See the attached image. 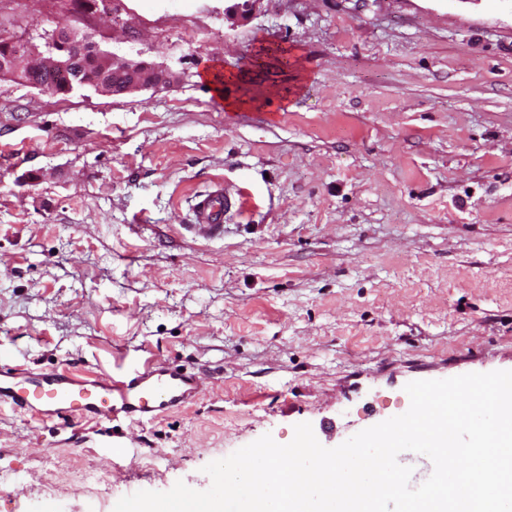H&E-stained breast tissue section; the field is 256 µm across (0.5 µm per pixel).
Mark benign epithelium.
Masks as SVG:
<instances>
[{"mask_svg":"<svg viewBox=\"0 0 512 512\" xmlns=\"http://www.w3.org/2000/svg\"><path fill=\"white\" fill-rule=\"evenodd\" d=\"M139 38L125 23L112 26V40L128 43ZM13 79L52 95H68L91 88L97 93L122 96L178 84L183 73L146 58V52L104 49L91 32L66 26L45 42V50L26 43L8 42L0 52V80Z\"/></svg>","mask_w":512,"mask_h":512,"instance_id":"benign-epithelium-1","label":"benign epithelium"}]
</instances>
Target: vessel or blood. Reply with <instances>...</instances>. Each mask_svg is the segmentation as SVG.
Here are the masks:
<instances>
[{"label": "vessel or blood", "mask_w": 512, "mask_h": 512, "mask_svg": "<svg viewBox=\"0 0 512 512\" xmlns=\"http://www.w3.org/2000/svg\"><path fill=\"white\" fill-rule=\"evenodd\" d=\"M235 205L221 189L201 195L194 205L198 231L205 236L219 233ZM201 392L196 374L151 361L118 378L0 370V407L27 412L42 421L73 413L88 421L120 416L138 422L184 408Z\"/></svg>", "instance_id": "obj_1"}]
</instances>
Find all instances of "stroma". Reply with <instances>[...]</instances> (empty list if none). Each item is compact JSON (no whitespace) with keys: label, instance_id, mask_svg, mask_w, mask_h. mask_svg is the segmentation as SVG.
I'll return each instance as SVG.
<instances>
[{"label":"stroma","instance_id":"stroma-1","mask_svg":"<svg viewBox=\"0 0 512 512\" xmlns=\"http://www.w3.org/2000/svg\"><path fill=\"white\" fill-rule=\"evenodd\" d=\"M91 2L0 0V38L108 49L121 18L185 77L0 81V369L156 359L203 393L135 423L0 409V512L204 491L262 435L307 422L334 448L405 413L409 382L512 370V0ZM217 183L242 205L205 239L192 205Z\"/></svg>","mask_w":512,"mask_h":512}]
</instances>
